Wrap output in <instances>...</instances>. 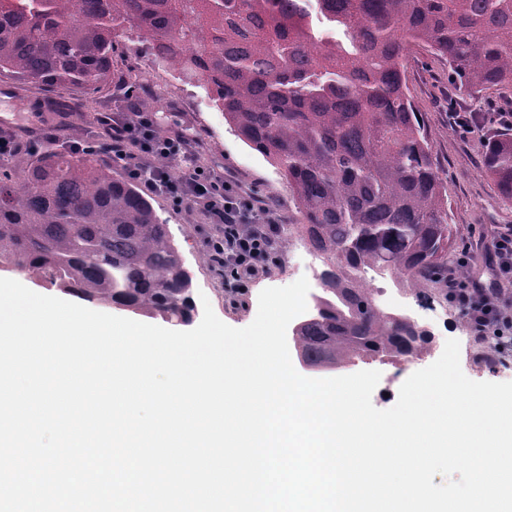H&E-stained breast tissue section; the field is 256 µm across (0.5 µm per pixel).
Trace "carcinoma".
I'll return each mask as SVG.
<instances>
[{"mask_svg": "<svg viewBox=\"0 0 512 512\" xmlns=\"http://www.w3.org/2000/svg\"><path fill=\"white\" fill-rule=\"evenodd\" d=\"M200 84L224 120L288 186L298 236L321 257L320 291L288 345L318 374L426 356L430 333L381 308L367 275L391 274L419 301L448 280V186L409 92L421 48L473 95L512 86V0H0V74L77 89L56 109L86 117L109 85L118 32ZM485 167L512 201V133ZM0 271L76 297L186 325L191 280L167 225L137 182L99 154L45 151L0 167Z\"/></svg>", "mask_w": 512, "mask_h": 512, "instance_id": "1", "label": "carcinoma"}]
</instances>
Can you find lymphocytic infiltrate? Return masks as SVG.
Wrapping results in <instances>:
<instances>
[{
  "instance_id": "lymphocytic-infiltrate-1",
  "label": "lymphocytic infiltrate",
  "mask_w": 512,
  "mask_h": 512,
  "mask_svg": "<svg viewBox=\"0 0 512 512\" xmlns=\"http://www.w3.org/2000/svg\"><path fill=\"white\" fill-rule=\"evenodd\" d=\"M98 123L99 144L124 163L129 177L143 180L176 204L198 207L208 218L212 264L237 290H244L249 280L278 261V225L273 217L250 221L253 203L201 170H189L183 180H172L168 162L188 160L190 149L180 137L158 135L150 113L135 109L115 117L104 112ZM487 269L483 280H449L448 299L467 317L475 339L491 343L494 362L508 363L512 361V306L502 302V284L512 281V226L494 235L487 248Z\"/></svg>"
}]
</instances>
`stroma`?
Returning a JSON list of instances; mask_svg holds the SVG:
<instances>
[{"label":"stroma","mask_w":512,"mask_h":512,"mask_svg":"<svg viewBox=\"0 0 512 512\" xmlns=\"http://www.w3.org/2000/svg\"><path fill=\"white\" fill-rule=\"evenodd\" d=\"M127 53L112 56V86L102 93L86 96L92 114L126 112L131 107L153 113L158 127L167 133L193 134L205 152L202 168L232 183L241 198L255 203L277 197L279 206L273 216L278 223L294 220L296 213L288 199V190L274 166L262 155L243 144L224 121L200 86L186 88L176 73L155 61L147 45L133 30L118 38ZM410 93L432 141L438 167L448 179V212L455 224L458 247L485 253V239L499 227L512 225V204L503 202L488 176L484 157L490 139L501 127L495 121L498 112H512V87H494L478 97L456 92L445 61L425 50H417L407 61ZM47 94L37 89L14 85L11 94L0 97V129L13 133L20 141L31 143L36 132L51 119L44 103ZM479 113L484 118L480 130L462 135L451 123V108ZM152 204L160 222L168 225L192 279L193 295H205L217 317L234 328L251 324L257 314L258 296L268 287L290 285L288 257L280 255L276 264L252 279L244 293L226 288L222 277L212 267L201 264L206 252L209 229L197 211L176 206L168 195L151 192ZM371 286L377 303L393 311H410L411 315L434 334L430 356L394 365H380V381L372 394L376 408L392 407L399 394L400 379L432 364L443 352L446 340H458L462 351L460 366L474 381H512V368L505 369L487 362V348L478 344L466 319L454 305H447L445 323H438L433 312L422 308L411 296L399 289L391 276L374 277Z\"/></svg>","instance_id":"35a3bbf8"}]
</instances>
